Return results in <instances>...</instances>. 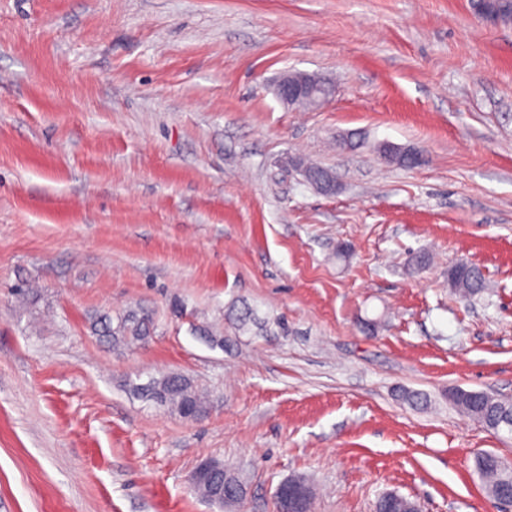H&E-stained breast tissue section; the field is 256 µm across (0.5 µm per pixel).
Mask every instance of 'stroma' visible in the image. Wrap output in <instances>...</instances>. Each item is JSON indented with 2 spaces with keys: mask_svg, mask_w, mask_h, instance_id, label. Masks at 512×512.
Returning <instances> with one entry per match:
<instances>
[{
  "mask_svg": "<svg viewBox=\"0 0 512 512\" xmlns=\"http://www.w3.org/2000/svg\"><path fill=\"white\" fill-rule=\"evenodd\" d=\"M287 71L334 92L286 106ZM460 259L481 299L449 284ZM242 305L287 335H194ZM134 309L147 344L93 333ZM166 373L203 416L137 393ZM454 388L512 401V23L473 0H0V512H226L190 484L205 459L247 476L243 512L295 475L312 512L390 490L501 512L474 460L512 461V435ZM467 261L460 260L457 266ZM448 281L464 298L472 299L481 296L486 290V279L482 269L472 263L463 267L452 266L448 270ZM459 391L454 399H450L453 405L463 413L467 414L486 429L498 433L499 414L509 412L512 403L498 399L486 392L470 391L463 388H456Z\"/></svg>",
  "mask_w": 512,
  "mask_h": 512,
  "instance_id": "35a3bbf8",
  "label": "stroma"
}]
</instances>
